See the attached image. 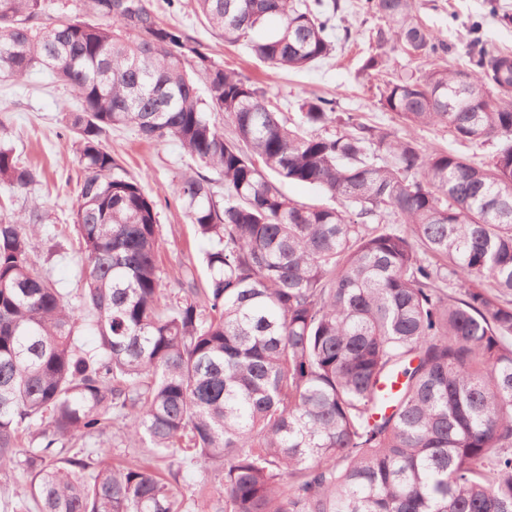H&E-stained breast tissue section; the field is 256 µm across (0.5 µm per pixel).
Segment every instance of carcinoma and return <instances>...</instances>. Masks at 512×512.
Returning <instances> with one entry per match:
<instances>
[{
    "label": "carcinoma",
    "mask_w": 512,
    "mask_h": 512,
    "mask_svg": "<svg viewBox=\"0 0 512 512\" xmlns=\"http://www.w3.org/2000/svg\"><path fill=\"white\" fill-rule=\"evenodd\" d=\"M43 2L0 0V76L44 69L80 97L66 118L82 172L72 223L97 345L79 344L68 295L33 259L43 204L0 211V471L28 479L0 512H182L149 467L107 462L96 439L112 422L158 458L221 468L199 488L216 512H512V55L477 35L464 65L382 93L405 123L495 144L476 164L341 118L332 98L285 116L149 0H87L96 24ZM411 5L362 8L386 22L378 41L434 58L445 45ZM340 9L195 0L219 39L278 70L348 40ZM114 128L173 140L194 163L174 194L207 275L186 269L174 297L157 203L104 145ZM39 176L0 140L1 184ZM291 182L341 207L295 201Z\"/></svg>",
    "instance_id": "carcinoma-1"
}]
</instances>
